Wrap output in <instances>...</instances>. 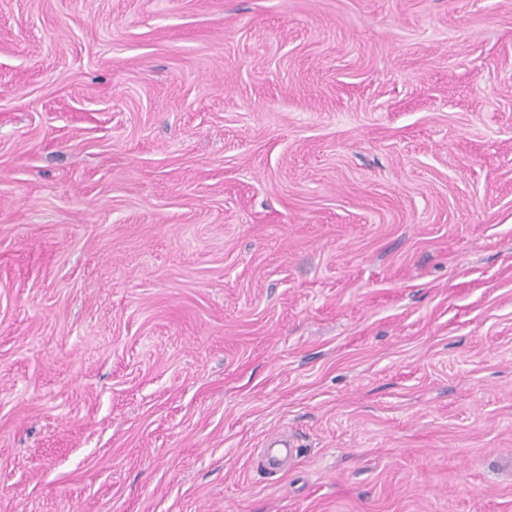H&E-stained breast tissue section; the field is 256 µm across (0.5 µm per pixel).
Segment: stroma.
<instances>
[{
  "mask_svg": "<svg viewBox=\"0 0 512 512\" xmlns=\"http://www.w3.org/2000/svg\"><path fill=\"white\" fill-rule=\"evenodd\" d=\"M0 512H512V0H0Z\"/></svg>",
  "mask_w": 512,
  "mask_h": 512,
  "instance_id": "35a3bbf8",
  "label": "stroma"
}]
</instances>
